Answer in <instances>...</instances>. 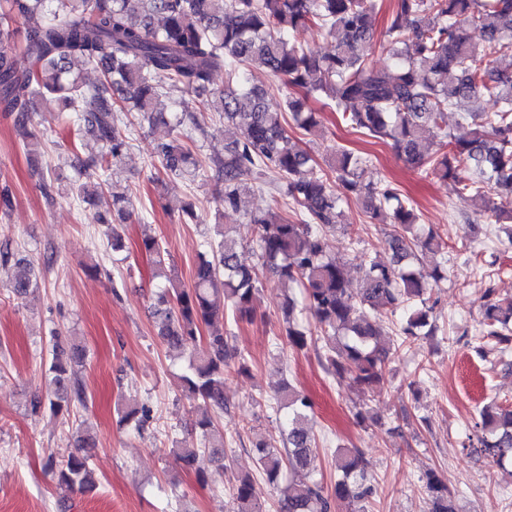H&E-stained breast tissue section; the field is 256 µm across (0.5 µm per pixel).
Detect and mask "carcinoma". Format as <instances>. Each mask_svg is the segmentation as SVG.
<instances>
[{"mask_svg": "<svg viewBox=\"0 0 512 512\" xmlns=\"http://www.w3.org/2000/svg\"><path fill=\"white\" fill-rule=\"evenodd\" d=\"M387 10L388 53L392 66L367 62L365 49L373 39L371 17ZM475 27L488 47L512 50V0H0V111L16 114L15 124L25 148L39 143L27 128L29 114L40 102L56 100L75 114V134L104 148L100 170L84 171L73 190L82 196L102 194L103 176L120 169L129 145L127 124L119 112H134L154 130L165 129L156 147L167 174L195 178L202 160L193 150L188 126L195 119L177 110L180 97L192 94L234 126L238 138L210 162L224 176V210L242 208L243 184L264 187L274 173L285 183L296 212L294 221L277 213L251 211L246 223L257 227L255 243L263 264L280 282L302 294L303 309L316 320V331L293 318L296 303L288 297L285 336L296 352L324 343L325 369L362 391L382 379L388 360L378 342L381 312L402 311L405 336H434L438 331L426 294L448 278L437 262L430 279L410 261L447 252L448 244L421 223L413 204L388 185L366 177L369 161L341 146L331 148L333 176L308 168L310 156L300 149L282 123V113L266 104L267 90L259 76L280 80L290 90L284 100L297 128L322 135L320 112L306 107L314 98L338 112L352 128L382 141L390 140L405 161L425 175L448 181L454 193L470 191L481 210L495 214V223H512V214L497 213L491 193L512 194V61L502 69L485 48L472 43L466 30ZM316 28L336 40V49L315 54L297 41L298 33ZM23 36L31 66H15L13 49ZM101 76L83 81L82 67ZM224 72V86L213 83ZM493 103L490 112H471L463 104L479 99ZM460 112L470 125L468 137L448 131V110ZM434 133L438 150L426 156L422 134ZM344 196L361 202L375 224L394 228L387 243L389 264H365L359 286L347 277L342 260L326 253L324 230L339 223ZM128 218L125 197L98 214L100 224H123ZM220 240L200 256L192 283L185 286L164 268L156 237L144 235L141 251L154 257L164 278L153 304L156 336L172 349L207 331L205 346L188 359L179 375L186 398L194 403V427L203 442L224 411V357L231 332L224 313L233 319L254 317L257 272L241 263L230 228L216 225ZM39 287L34 264L19 258L9 288L23 298ZM480 339L501 350L512 344V296L487 295L482 304ZM51 360L44 370L53 387L48 398L55 414L86 405L83 383L72 368L87 357L82 344L63 347L62 331L54 330ZM279 406L288 409L280 424L284 449L256 444L258 469L276 483L288 472L282 512H365L373 495L368 463L358 449L336 455L333 494L315 476L316 442L305 424L312 409L293 385L283 390ZM475 424L480 447L501 463L512 459V409L496 401L484 404ZM151 418L142 405L130 408L124 421L140 429ZM95 444L79 439V450L68 454L59 484L89 493L96 488L90 458L81 449ZM430 512H456L448 482L430 470L422 478ZM231 512H264L254 496L253 477L234 476Z\"/></svg>", "mask_w": 512, "mask_h": 512, "instance_id": "obj_1", "label": "carcinoma"}]
</instances>
